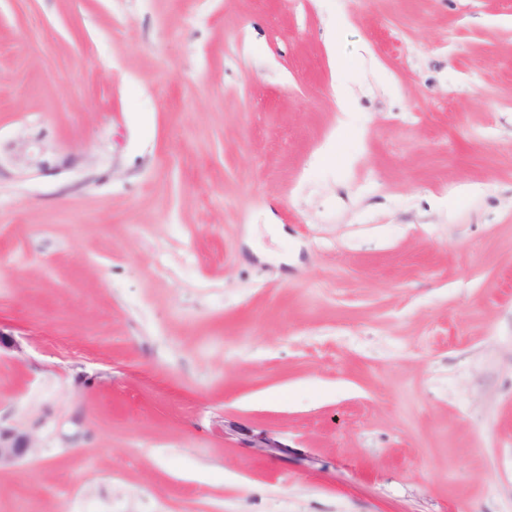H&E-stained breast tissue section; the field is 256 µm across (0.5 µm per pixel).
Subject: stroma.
<instances>
[{
    "instance_id": "obj_1",
    "label": "stroma",
    "mask_w": 512,
    "mask_h": 512,
    "mask_svg": "<svg viewBox=\"0 0 512 512\" xmlns=\"http://www.w3.org/2000/svg\"><path fill=\"white\" fill-rule=\"evenodd\" d=\"M0 424V512H512V0H0ZM37 448L35 437L24 430L0 426V468L12 466Z\"/></svg>"
}]
</instances>
